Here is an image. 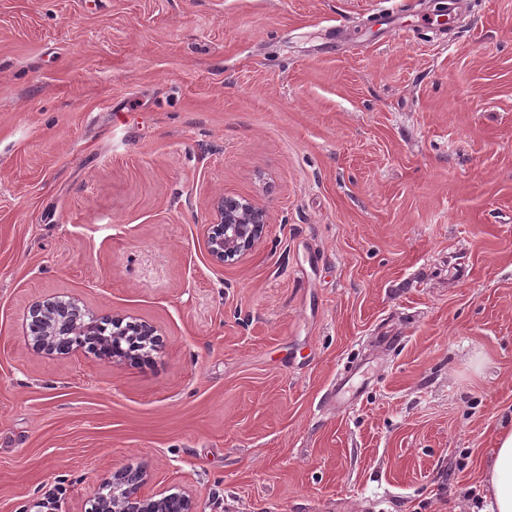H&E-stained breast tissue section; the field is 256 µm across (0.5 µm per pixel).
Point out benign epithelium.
I'll return each instance as SVG.
<instances>
[{
	"label": "benign epithelium",
	"mask_w": 512,
	"mask_h": 512,
	"mask_svg": "<svg viewBox=\"0 0 512 512\" xmlns=\"http://www.w3.org/2000/svg\"><path fill=\"white\" fill-rule=\"evenodd\" d=\"M268 224L267 209L251 199L224 196L213 204L211 221L206 225V244L211 259L224 264L242 258L252 251L262 240ZM30 322H43L40 338L31 339V347L36 352L60 351L69 355L81 347L58 349L57 337L65 334L84 332L90 328L88 314L75 299L52 297L32 305L27 314ZM113 323L136 332L145 338L152 348L162 346L156 328L145 321H124V317H112ZM112 485V499L103 495V487ZM147 484L146 471L135 473L116 472L104 479L90 493L91 507L84 512H167L166 505L174 494L164 491L147 494L143 491Z\"/></svg>",
	"instance_id": "7a95c632"
}]
</instances>
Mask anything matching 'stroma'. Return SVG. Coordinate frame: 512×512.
I'll list each match as a JSON object with an SVG mask.
<instances>
[{
  "instance_id": "1",
  "label": "stroma",
  "mask_w": 512,
  "mask_h": 512,
  "mask_svg": "<svg viewBox=\"0 0 512 512\" xmlns=\"http://www.w3.org/2000/svg\"><path fill=\"white\" fill-rule=\"evenodd\" d=\"M56 296L163 347L35 352ZM509 423L512 0H0V512H479ZM268 212L251 199L224 196L213 204L206 224V244L211 259L220 265L241 259L262 240ZM112 320L114 324H117L122 329H129V331H134L136 334L143 336L147 343L153 348H159L162 346V340L157 334L156 328L145 322V321H127L124 326V316H112ZM146 484L147 474L143 469L136 473L116 472L93 489L88 500L91 502V508L84 512H165L166 505L174 496L182 503L183 512H195L189 496L166 494L168 491L146 494L143 491ZM104 486L106 494L110 495L112 500L104 497Z\"/></svg>"
}]
</instances>
